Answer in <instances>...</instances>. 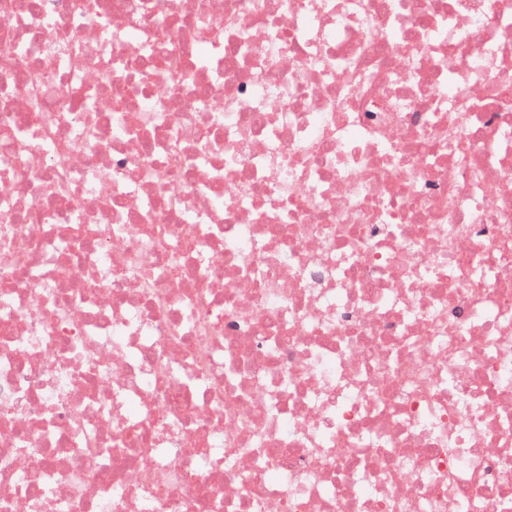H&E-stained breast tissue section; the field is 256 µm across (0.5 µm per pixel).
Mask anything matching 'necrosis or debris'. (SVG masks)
Listing matches in <instances>:
<instances>
[{
    "label": "necrosis or debris",
    "instance_id": "4bbe7bcc",
    "mask_svg": "<svg viewBox=\"0 0 512 512\" xmlns=\"http://www.w3.org/2000/svg\"><path fill=\"white\" fill-rule=\"evenodd\" d=\"M0 512H512V0H0Z\"/></svg>",
    "mask_w": 512,
    "mask_h": 512
}]
</instances>
